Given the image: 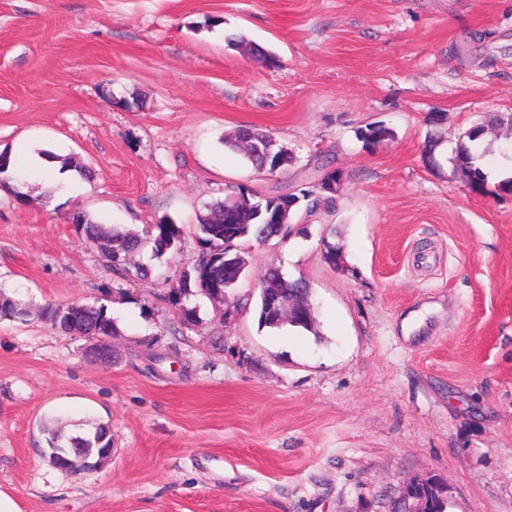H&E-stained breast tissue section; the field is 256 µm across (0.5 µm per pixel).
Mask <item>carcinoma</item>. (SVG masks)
<instances>
[{
    "mask_svg": "<svg viewBox=\"0 0 512 512\" xmlns=\"http://www.w3.org/2000/svg\"><path fill=\"white\" fill-rule=\"evenodd\" d=\"M485 127L476 125L458 138L452 157L453 171L464 185L473 192L485 193L487 174L481 163L485 153L482 136ZM357 137L367 147H374L394 137L393 130L385 125L371 123L357 132ZM294 159L292 152L277 143L272 150L268 166L284 168ZM336 196L332 191L323 192L318 186L302 189L300 194L276 197H261L251 190L240 187L224 195V198L205 204L197 216L196 237L199 253L193 264L181 271L170 289L169 298L182 305L183 324L193 325L198 321V307L189 304L190 298L203 295L217 298L238 287L247 275L246 260L249 251L245 243L262 244L277 237L285 238L290 233V224L300 201H306V210L313 211L331 202ZM77 227L94 244L112 254V270L127 274V256L144 249L151 251V258L158 259L177 248L183 235V227L171 220L144 225L141 232H132L118 226L99 224L84 215L75 218ZM305 292L300 280H286L278 269L271 267L265 274L264 287L259 291L258 321L262 326L279 328L282 322L293 327L309 330L313 325L312 312L303 309L281 320L272 304L295 297ZM29 311L8 297H0V317L20 318ZM38 315L64 333L77 328L90 336L94 334H118L117 325L100 305L83 306L79 303L59 304L46 302L39 306ZM46 434L47 456L60 454L75 466L83 461L96 468L112 458V435L110 425L103 422L92 424V431L79 433L85 441V453L69 451L70 436L56 426L43 427ZM419 495L428 499L431 512H445L442 488L429 480L414 484Z\"/></svg>",
    "mask_w": 512,
    "mask_h": 512,
    "instance_id": "obj_1",
    "label": "carcinoma"
}]
</instances>
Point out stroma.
I'll return each mask as SVG.
<instances>
[{
    "mask_svg": "<svg viewBox=\"0 0 512 512\" xmlns=\"http://www.w3.org/2000/svg\"><path fill=\"white\" fill-rule=\"evenodd\" d=\"M240 33L273 53L231 47ZM512 113V0H0V151L52 153L73 180L0 181V491L20 512H398L436 478L446 512H512V191L489 157L469 192L444 151ZM381 122L392 140L365 147ZM268 131L294 154L273 175L224 146ZM344 174L332 204L250 247L219 323L171 283L200 249L205 203L239 185L296 193ZM182 224L158 276L120 277L73 221ZM342 246L340 266L322 256ZM311 287L315 330L258 322L269 264ZM105 306L112 361L36 314ZM112 426V458L66 476L42 423ZM357 137L366 147H374L394 137L393 130L385 125L371 123L365 129L358 130Z\"/></svg>",
    "mask_w": 512,
    "mask_h": 512,
    "instance_id": "stroma-1",
    "label": "stroma"
}]
</instances>
